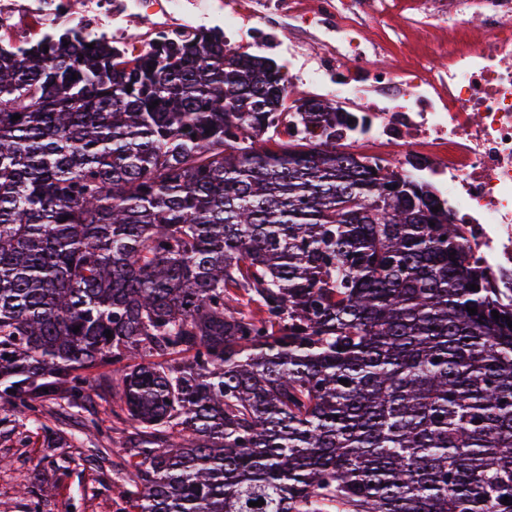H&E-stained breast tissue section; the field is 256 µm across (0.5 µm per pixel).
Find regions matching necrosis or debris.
<instances>
[{"label":"necrosis or debris","mask_w":512,"mask_h":512,"mask_svg":"<svg viewBox=\"0 0 512 512\" xmlns=\"http://www.w3.org/2000/svg\"><path fill=\"white\" fill-rule=\"evenodd\" d=\"M73 16L129 49L142 42L138 18L154 34L220 18L239 43L299 33L287 80L353 115L337 148L430 183L490 287L512 288V0H0V32L17 40ZM443 34L440 69L431 47ZM398 50L409 56L400 67Z\"/></svg>","instance_id":"4bbe7bcc"}]
</instances>
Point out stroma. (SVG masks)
<instances>
[{
    "label": "stroma",
    "instance_id": "35a3bbf8",
    "mask_svg": "<svg viewBox=\"0 0 512 512\" xmlns=\"http://www.w3.org/2000/svg\"><path fill=\"white\" fill-rule=\"evenodd\" d=\"M112 397L78 408L45 402L39 415L0 411V512H116L125 438L112 429ZM97 418L100 434L83 422Z\"/></svg>",
    "mask_w": 512,
    "mask_h": 512
}]
</instances>
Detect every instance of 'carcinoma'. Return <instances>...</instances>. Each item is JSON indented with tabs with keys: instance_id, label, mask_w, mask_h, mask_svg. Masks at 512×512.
Returning <instances> with one entry per match:
<instances>
[{
	"instance_id": "1",
	"label": "carcinoma",
	"mask_w": 512,
	"mask_h": 512,
	"mask_svg": "<svg viewBox=\"0 0 512 512\" xmlns=\"http://www.w3.org/2000/svg\"><path fill=\"white\" fill-rule=\"evenodd\" d=\"M339 112L218 28L1 36L0 407L115 366L136 512H512V299Z\"/></svg>"
}]
</instances>
